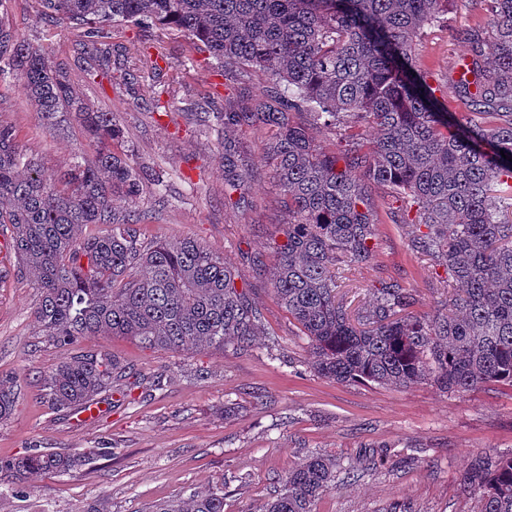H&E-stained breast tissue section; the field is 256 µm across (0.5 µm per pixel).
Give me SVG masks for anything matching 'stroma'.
Here are the masks:
<instances>
[{
	"label": "stroma",
	"instance_id": "obj_1",
	"mask_svg": "<svg viewBox=\"0 0 512 512\" xmlns=\"http://www.w3.org/2000/svg\"><path fill=\"white\" fill-rule=\"evenodd\" d=\"M40 12L39 0L8 5L11 25L63 60L84 98L122 127L121 152L149 180L137 201L152 215L141 227L145 244L193 238L223 253L261 312L260 334L244 350L178 353L122 336L84 337L79 351H107L124 368L87 419L45 400V373L69 353L41 336L35 289L11 275L0 279V376L14 378L18 393L13 416L0 422V458L34 448L77 455L102 440L112 445L111 457L70 474L34 477L19 493L1 475L0 512H87L94 503L108 512H154L218 483L224 512H262L288 467L316 453L342 467L316 512H477L470 473L480 456L512 449V387L453 395L427 382L398 389L316 374L309 340L265 271L284 218L264 153L269 133L228 131L220 119L225 98L240 90L236 80L219 75L182 35L156 28L127 30L117 44L132 75L106 76L74 50L71 29L43 23ZM490 19L474 0H448L447 13L417 37L415 64L443 89L442 111H466L465 99L449 90L466 54L459 35L489 29ZM151 46L163 58L158 69H141ZM199 109L207 111L206 121L197 119ZM0 122L13 126L24 150L53 171L96 151L73 117L49 128L8 77L0 79ZM228 136L251 171L239 205L224 198ZM409 235L407 226L380 225L374 255L354 274L357 288L339 290L350 308L362 304L373 281L394 277L415 294V313L442 309L439 282L446 272L420 262Z\"/></svg>",
	"mask_w": 512,
	"mask_h": 512
}]
</instances>
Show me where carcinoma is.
Instances as JSON below:
<instances>
[{
    "label": "carcinoma",
    "instance_id": "1",
    "mask_svg": "<svg viewBox=\"0 0 512 512\" xmlns=\"http://www.w3.org/2000/svg\"><path fill=\"white\" fill-rule=\"evenodd\" d=\"M0 0V77L51 119L73 114L96 139L94 157L49 171L0 123V228L39 300L42 336L60 347L84 336H124L145 348L248 347L261 314L236 285L224 257L191 238L147 246L136 208L141 170L112 151L123 130L88 104L66 65L9 23ZM41 19L66 23L76 46L107 72L127 62L103 41L128 28L172 29L220 70L269 77L266 102L224 105V128L263 127L288 219L270 269L274 292L311 345L310 367L338 383L408 388L431 382L445 392L512 387V0H491V36L461 33L473 80L461 78L469 111L438 100L413 61L418 34L448 0H40ZM372 123L377 136L363 137ZM339 135L322 144L312 130ZM249 164L224 137V187L236 191ZM388 197L376 200L371 188ZM413 228L409 247L445 269L448 312L417 315L415 296L394 278L368 289L352 313L338 297L340 270L368 262L378 212ZM88 224L102 235L84 236ZM124 368L102 352L60 361L44 376L46 397L78 409L107 391ZM16 406L14 381L0 380V422ZM112 455L105 442L82 455L35 450L0 459L14 488L34 475L67 474ZM263 512H314L335 487L336 462L312 455L292 464ZM478 512H512V452L480 460L470 476ZM155 512H224L215 485Z\"/></svg>",
    "mask_w": 512,
    "mask_h": 512
}]
</instances>
